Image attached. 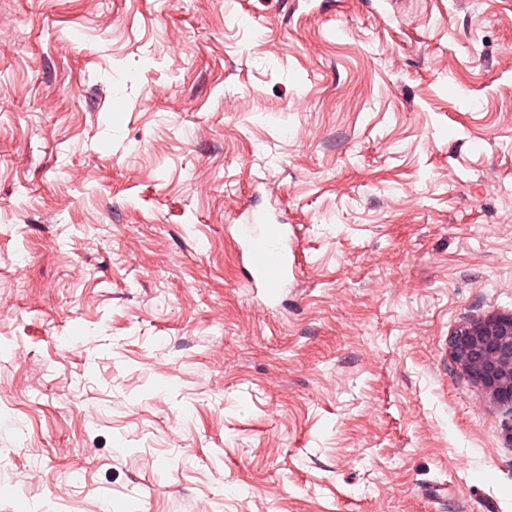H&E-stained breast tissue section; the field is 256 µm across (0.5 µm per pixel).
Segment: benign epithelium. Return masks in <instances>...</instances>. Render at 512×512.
Here are the masks:
<instances>
[{
    "instance_id": "7a95c632",
    "label": "benign epithelium",
    "mask_w": 512,
    "mask_h": 512,
    "mask_svg": "<svg viewBox=\"0 0 512 512\" xmlns=\"http://www.w3.org/2000/svg\"><path fill=\"white\" fill-rule=\"evenodd\" d=\"M451 358L493 399L512 407V315L463 325L450 337Z\"/></svg>"
}]
</instances>
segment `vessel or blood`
<instances>
[{
    "mask_svg": "<svg viewBox=\"0 0 512 512\" xmlns=\"http://www.w3.org/2000/svg\"><path fill=\"white\" fill-rule=\"evenodd\" d=\"M294 246L284 224L267 221L258 232L247 236L244 281L248 287L263 289L269 298H277L287 287L289 275L294 274L299 265L298 259L290 254Z\"/></svg>",
    "mask_w": 512,
    "mask_h": 512,
    "instance_id": "1",
    "label": "vessel or blood"
}]
</instances>
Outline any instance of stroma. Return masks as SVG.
Segmentation results:
<instances>
[{"label": "stroma", "instance_id": "stroma-1", "mask_svg": "<svg viewBox=\"0 0 512 512\" xmlns=\"http://www.w3.org/2000/svg\"><path fill=\"white\" fill-rule=\"evenodd\" d=\"M510 313L512 0H0V512H512ZM256 222L263 224L261 229L243 241L247 262L244 281L249 288H263L270 299H275L287 288L288 276L296 272L298 254L288 235V224H272L262 216ZM451 358L493 399L512 407V315L463 325L450 337Z\"/></svg>", "mask_w": 512, "mask_h": 512}]
</instances>
